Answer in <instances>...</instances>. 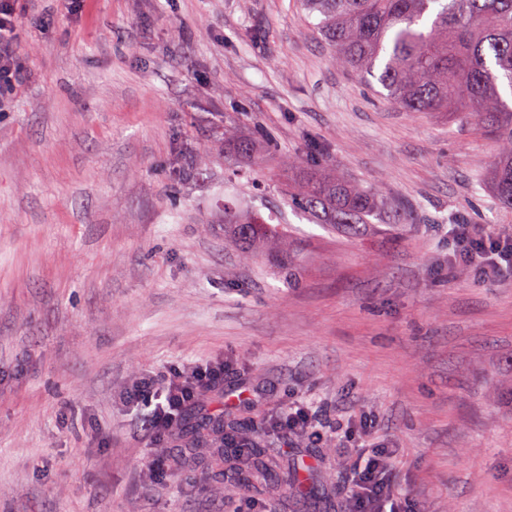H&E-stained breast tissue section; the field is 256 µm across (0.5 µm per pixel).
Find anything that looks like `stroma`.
<instances>
[{
  "mask_svg": "<svg viewBox=\"0 0 512 512\" xmlns=\"http://www.w3.org/2000/svg\"><path fill=\"white\" fill-rule=\"evenodd\" d=\"M22 7L0 88V512H347L368 440L418 512H512V279L448 266L449 225L512 232L498 140L389 104L300 0ZM316 169L374 190L388 223H314L282 187ZM228 205L277 241L243 252ZM216 360L224 384L193 409L264 388L254 443L278 446L288 401L319 406L329 433L288 449L317 456L312 496L244 503L146 470L171 441L143 436L126 391Z\"/></svg>",
  "mask_w": 512,
  "mask_h": 512,
  "instance_id": "1",
  "label": "stroma"
}]
</instances>
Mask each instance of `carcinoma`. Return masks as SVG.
Instances as JSON below:
<instances>
[{
    "instance_id": "1",
    "label": "carcinoma",
    "mask_w": 512,
    "mask_h": 512,
    "mask_svg": "<svg viewBox=\"0 0 512 512\" xmlns=\"http://www.w3.org/2000/svg\"><path fill=\"white\" fill-rule=\"evenodd\" d=\"M318 28L336 50V63L375 78L384 98L405 112H467L494 132L500 155L490 175L493 192L512 209V0H306ZM301 208L323 224L357 232L379 212L369 189L331 177L284 185ZM225 228L245 248L272 238L258 213L224 211ZM241 419L224 413H185L177 437L179 462L220 480L233 471L263 495L310 493L309 481L286 469L271 448L228 446Z\"/></svg>"
}]
</instances>
